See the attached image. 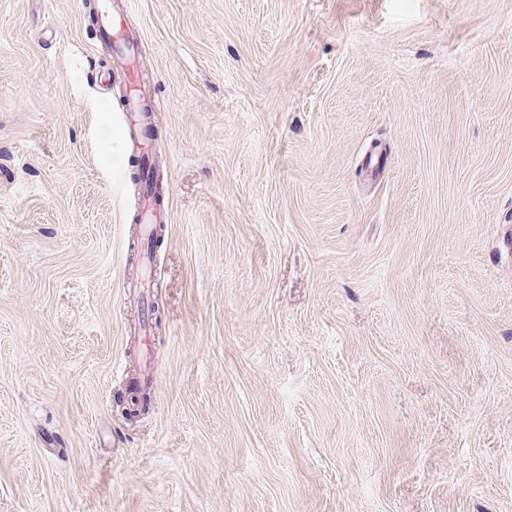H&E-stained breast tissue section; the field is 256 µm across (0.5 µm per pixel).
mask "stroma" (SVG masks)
Segmentation results:
<instances>
[{
    "label": "stroma",
    "instance_id": "35a3bbf8",
    "mask_svg": "<svg viewBox=\"0 0 512 512\" xmlns=\"http://www.w3.org/2000/svg\"><path fill=\"white\" fill-rule=\"evenodd\" d=\"M122 3L146 346L121 76L0 0V512H512V0Z\"/></svg>",
    "mask_w": 512,
    "mask_h": 512
}]
</instances>
